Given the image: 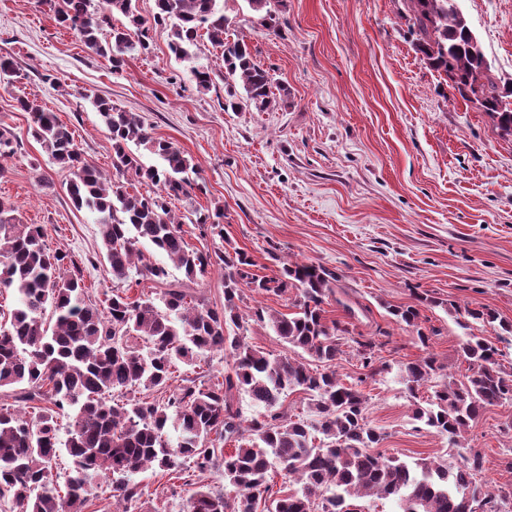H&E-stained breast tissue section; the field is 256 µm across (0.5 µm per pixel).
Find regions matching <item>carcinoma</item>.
Returning a JSON list of instances; mask_svg holds the SVG:
<instances>
[{
    "label": "carcinoma",
    "mask_w": 512,
    "mask_h": 512,
    "mask_svg": "<svg viewBox=\"0 0 512 512\" xmlns=\"http://www.w3.org/2000/svg\"><path fill=\"white\" fill-rule=\"evenodd\" d=\"M137 0H58L57 24L74 32L86 48L119 70L124 56L150 49L149 26ZM403 18L415 50L444 81L473 107L512 133V85L501 87L490 74L481 44L457 6V0H403ZM153 21L169 27V48L176 59L192 58L198 33L223 48L219 69H191L198 89L215 77L241 81L245 99L262 111L276 104L273 80L258 66L244 40L226 37L228 18L216 0H155ZM116 14L127 23L112 24ZM110 28V40L99 33ZM92 104L112 139L109 176L86 161L67 125L34 100L18 101L29 113L34 137L56 163L70 169L68 193L99 225L102 257L112 276V291L99 301L86 292L84 273L67 255L50 252L37 224H23L14 208L0 200V294L11 291L15 307L0 323V389L19 392L18 399L38 402L30 411L0 407V504L21 512H84L94 484L112 478V493L122 512H133L144 492L131 476L159 469L182 477L218 469L227 493L205 485L189 491L182 512H353L349 500L361 496L393 499L398 512H502L501 496L476 481L477 454L458 467L425 458L411 463L374 451L382 432L364 417L366 398L360 386L388 369L375 352L384 343L352 339L363 373L350 382L336 371L346 333L328 322L324 304L335 295L336 275L307 263H291L272 275L252 271L251 256L232 246L213 251L189 246L182 217L168 207L170 196H188L193 165L172 142L156 138L142 117L95 97ZM144 147L161 159L146 166L130 146ZM146 178L160 187L150 196L128 190L129 177ZM164 253L186 280L173 282L167 266L156 263L140 246ZM224 269V308L207 306L187 283L208 268ZM148 281L157 296L132 297L123 284L133 276ZM280 297L297 290L288 314L265 315L263 308L240 311L244 289ZM388 306L398 322L417 328L426 346L435 330H423L418 304ZM458 315L491 324L487 308H454ZM268 322L299 360L273 356L246 342L253 322ZM139 339L144 346L130 343ZM469 364L466 380L438 386L427 405H416L413 419L462 446L471 423L492 406L512 400V366L500 350L481 336L460 340ZM224 354L232 367L222 379L172 385L178 365L197 367L201 357ZM439 370L425 356L404 364L409 394L430 382ZM164 393L159 401L138 396ZM246 392L264 408L261 418L242 425L236 395ZM307 396L311 417L294 419L281 411L289 394ZM69 419L67 438H59L60 417ZM179 433L177 444L168 427ZM233 444L230 451L225 446ZM71 459L64 479L54 474L61 452ZM300 485L294 491L271 476Z\"/></svg>",
    "instance_id": "cac0c4a2"
}]
</instances>
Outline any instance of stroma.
<instances>
[{
  "label": "stroma",
  "mask_w": 512,
  "mask_h": 512,
  "mask_svg": "<svg viewBox=\"0 0 512 512\" xmlns=\"http://www.w3.org/2000/svg\"><path fill=\"white\" fill-rule=\"evenodd\" d=\"M458 5L498 83L512 82V0ZM217 6L230 35L243 37L271 75L275 106L224 111L230 87L221 79L199 91L191 65L222 64L207 37H199L194 61H179L168 28L152 24L149 51L127 54L116 72L56 23L49 0H0V59L13 65L0 77V131L14 148L0 164V199L22 223L43 226L50 250L85 261L88 295L101 299L112 278L99 256V227L74 207L69 170L31 136L16 100L55 112L85 159L106 172L112 140L92 96L140 114L196 168L198 190L168 201L191 247L217 243L192 223V209L222 210L226 236L252 256L257 273L289 262L323 266L338 278L328 319L354 338L386 331L378 356L390 369L362 387L366 417L385 434L380 452L452 465L476 452L479 482L511 492L512 401L481 414L463 452L418 426L412 411L435 386L468 375L459 351L466 334L497 342L502 363H512V343L494 327L445 309L481 305L512 322V134L420 60L402 0H272L267 26L246 0ZM419 296L425 326L436 331L425 346L387 312ZM428 352L440 368L409 395L399 367Z\"/></svg>",
  "instance_id": "1"
}]
</instances>
